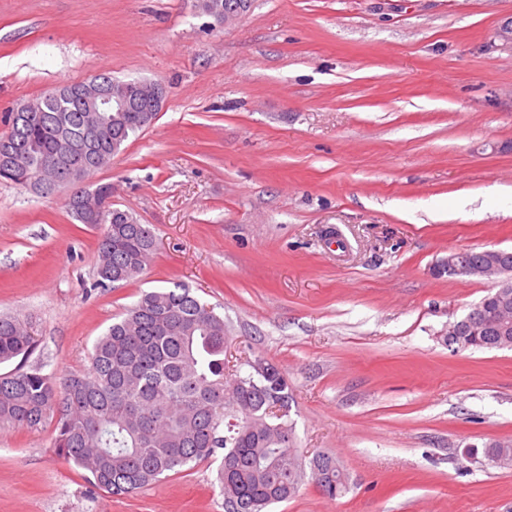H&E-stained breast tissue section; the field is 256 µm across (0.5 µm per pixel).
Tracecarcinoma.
<instances>
[{
    "instance_id": "1",
    "label": "carcinoma",
    "mask_w": 512,
    "mask_h": 512,
    "mask_svg": "<svg viewBox=\"0 0 512 512\" xmlns=\"http://www.w3.org/2000/svg\"><path fill=\"white\" fill-rule=\"evenodd\" d=\"M252 0H196L195 7L221 25L247 12ZM46 90L36 112L18 102L0 131V178L51 174L66 181L74 199L101 195L88 182L107 167L135 133L157 118L151 101L136 97L129 112H112L111 134L98 135L80 97ZM101 229L97 285L128 282L140 275L157 249L147 224L109 207L94 221ZM474 269L491 262L512 268V250L464 252ZM484 316L470 349H512V324L498 321L501 302L491 291L481 301ZM227 325L215 307L189 285L142 292L136 303L93 344L88 371L62 378L45 365L24 369L38 338L31 322L0 315V364L20 359L0 373V428L41 427L55 418L53 448L68 465L84 470L92 486L120 498L193 464L220 459L217 478L224 512H265L298 495L311 477L323 495L346 492L349 475L329 453L304 463L288 424V382L279 368L237 372L228 378ZM495 462L512 466V441L488 447Z\"/></svg>"
}]
</instances>
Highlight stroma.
<instances>
[{"label":"stroma","mask_w":512,"mask_h":512,"mask_svg":"<svg viewBox=\"0 0 512 512\" xmlns=\"http://www.w3.org/2000/svg\"><path fill=\"white\" fill-rule=\"evenodd\" d=\"M512 0H254L216 26L195 0H0V118L109 73L166 88L154 123L92 182L149 225L135 280L95 287L100 231L65 193L0 181V313L27 317L30 364L84 371L142 290L215 305L231 354L292 393L306 481L268 512H512V350L451 352L450 323L492 288L437 275L461 249H512ZM0 429V512H224L217 462L117 499L52 448ZM309 470L311 479L322 494L331 499L342 496L348 489L349 475L340 461L329 453L314 455L309 461Z\"/></svg>","instance_id":"35a3bbf8"}]
</instances>
